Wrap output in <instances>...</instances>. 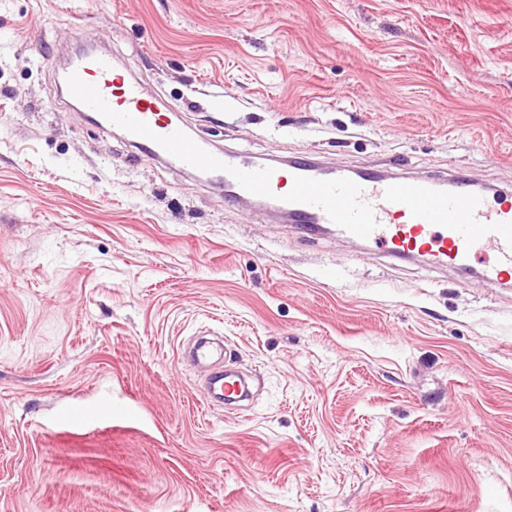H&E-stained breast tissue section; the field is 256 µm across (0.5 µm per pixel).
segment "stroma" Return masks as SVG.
<instances>
[{"instance_id":"obj_1","label":"stroma","mask_w":512,"mask_h":512,"mask_svg":"<svg viewBox=\"0 0 512 512\" xmlns=\"http://www.w3.org/2000/svg\"><path fill=\"white\" fill-rule=\"evenodd\" d=\"M79 34L211 148L512 196V0H0V512H512V286L141 155L58 91ZM207 385L210 393L212 392L216 398L224 400L225 403L237 401L247 394L244 380L226 371L212 375Z\"/></svg>"}]
</instances>
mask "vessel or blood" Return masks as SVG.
I'll use <instances>...</instances> for the list:
<instances>
[{
  "mask_svg": "<svg viewBox=\"0 0 512 512\" xmlns=\"http://www.w3.org/2000/svg\"><path fill=\"white\" fill-rule=\"evenodd\" d=\"M66 86L84 112L120 129L138 152L208 174L226 200L263 201L285 211L306 234L328 230L394 258L428 255L442 267L468 268L487 254L491 261L480 270L487 283L512 275V203L502 193L475 189L458 171L417 179L372 168L354 174L306 157L283 169L211 149L189 137L103 52L73 59ZM207 385L227 403L247 394L244 380L228 372L215 373Z\"/></svg>",
  "mask_w": 512,
  "mask_h": 512,
  "instance_id": "vessel-or-blood-1",
  "label": "vessel or blood"
}]
</instances>
